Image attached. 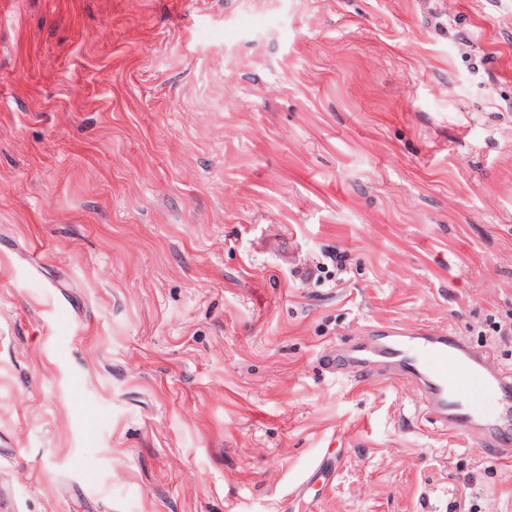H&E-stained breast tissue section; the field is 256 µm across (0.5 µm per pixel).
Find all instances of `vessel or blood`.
<instances>
[{
    "instance_id": "b4317fda",
    "label": "vessel or blood",
    "mask_w": 512,
    "mask_h": 512,
    "mask_svg": "<svg viewBox=\"0 0 512 512\" xmlns=\"http://www.w3.org/2000/svg\"><path fill=\"white\" fill-rule=\"evenodd\" d=\"M336 357L346 376L375 374L414 385L444 429L512 455V371L456 336L427 326L387 325L338 350ZM470 391L476 399H467Z\"/></svg>"
}]
</instances>
